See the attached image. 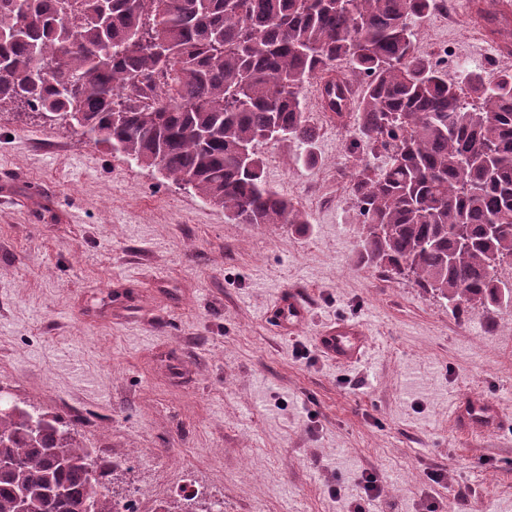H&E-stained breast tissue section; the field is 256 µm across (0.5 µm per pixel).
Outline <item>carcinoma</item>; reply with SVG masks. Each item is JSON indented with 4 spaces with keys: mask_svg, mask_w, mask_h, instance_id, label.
<instances>
[{
    "mask_svg": "<svg viewBox=\"0 0 512 512\" xmlns=\"http://www.w3.org/2000/svg\"><path fill=\"white\" fill-rule=\"evenodd\" d=\"M440 0H0V112L68 121L156 167L236 224H305L263 178L277 126L315 161L301 90L356 121L348 185L361 263L412 280L452 309L512 307V71L492 84L415 53ZM512 53V18L481 17ZM467 84L472 100L463 95ZM388 155L382 167L365 157ZM0 412V512H119L110 467L51 416ZM58 448L61 465L45 453ZM97 487L88 483V465Z\"/></svg>",
    "mask_w": 512,
    "mask_h": 512,
    "instance_id": "cac0c4a2",
    "label": "carcinoma"
}]
</instances>
